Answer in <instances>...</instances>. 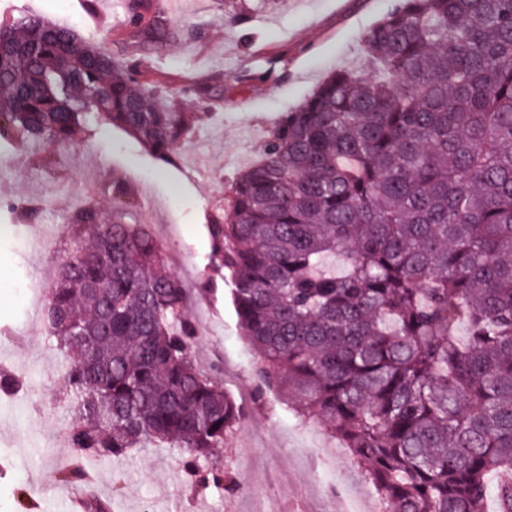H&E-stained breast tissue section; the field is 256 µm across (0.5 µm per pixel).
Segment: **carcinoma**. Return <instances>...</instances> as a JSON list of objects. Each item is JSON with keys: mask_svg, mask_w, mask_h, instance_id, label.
Returning a JSON list of instances; mask_svg holds the SVG:
<instances>
[{"mask_svg": "<svg viewBox=\"0 0 512 512\" xmlns=\"http://www.w3.org/2000/svg\"><path fill=\"white\" fill-rule=\"evenodd\" d=\"M246 10L224 0V23ZM126 24L171 19L132 0ZM364 40L379 74H329L215 206L203 291L231 282L255 376L350 449L382 512H485L487 476L512 467V0H395ZM181 93L42 17L0 22V148L38 157L99 122L171 161L208 119L163 104ZM42 317L78 414L59 482L166 445L192 491L238 490L224 445L244 406L197 362L152 225L81 200ZM19 389L1 370L0 396ZM496 497L512 512V483Z\"/></svg>", "mask_w": 512, "mask_h": 512, "instance_id": "1", "label": "carcinoma"}]
</instances>
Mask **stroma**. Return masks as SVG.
I'll return each mask as SVG.
<instances>
[{
	"label": "stroma",
	"instance_id": "35a3bbf8",
	"mask_svg": "<svg viewBox=\"0 0 512 512\" xmlns=\"http://www.w3.org/2000/svg\"><path fill=\"white\" fill-rule=\"evenodd\" d=\"M393 0H247L233 25L220 21L224 0H181L172 25L155 38L126 26L125 0H95L94 12L110 26L90 25L83 0H0V17L41 15L73 28L94 44L137 63L158 85L184 87L170 103L182 112L208 113L171 162L152 156L121 129L90 128L77 142L39 164L24 150L0 152V196L39 202L36 223L14 228L0 209V367L24 383L22 392L0 398V512H24L28 499L44 512H63L70 486L59 471L73 456L65 438L74 418L71 404L57 401L64 355L47 336L41 307L20 299L19 285L49 278L57 260L39 251L36 237L64 225L75 198L92 191L108 210H121L132 224L153 225L172 272L198 287L208 271L206 230L212 207L237 173L254 163L273 122L295 109L335 69L371 72L363 37L389 11ZM133 182L129 197L102 195L113 175ZM228 283L202 295L208 311L200 322L196 355L222 361L227 390L246 405L243 434L252 456L241 468L245 483L223 495H195L182 481L177 448H140L122 461L93 467L95 495L113 501V512H259L260 499L309 508L331 485L354 481L348 456L314 450L305 467L293 465L292 449L304 448L315 425L298 418L282 396L255 405L256 356L242 334L228 296Z\"/></svg>",
	"mask_w": 512,
	"mask_h": 512
}]
</instances>
